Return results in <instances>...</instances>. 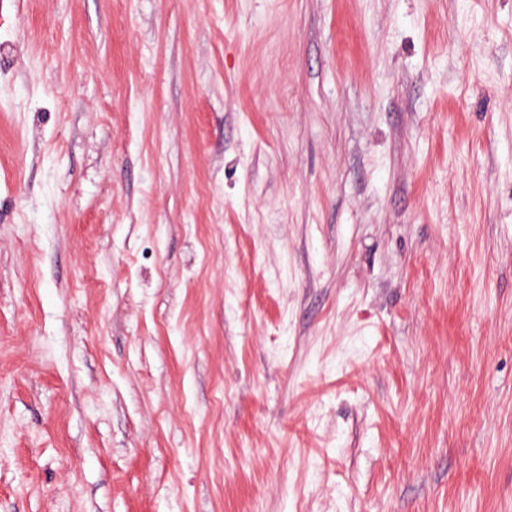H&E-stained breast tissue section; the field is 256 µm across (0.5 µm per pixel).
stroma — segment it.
<instances>
[{"mask_svg":"<svg viewBox=\"0 0 512 512\" xmlns=\"http://www.w3.org/2000/svg\"><path fill=\"white\" fill-rule=\"evenodd\" d=\"M0 512H512V0H0Z\"/></svg>","mask_w":512,"mask_h":512,"instance_id":"35a3bbf8","label":"stroma"}]
</instances>
